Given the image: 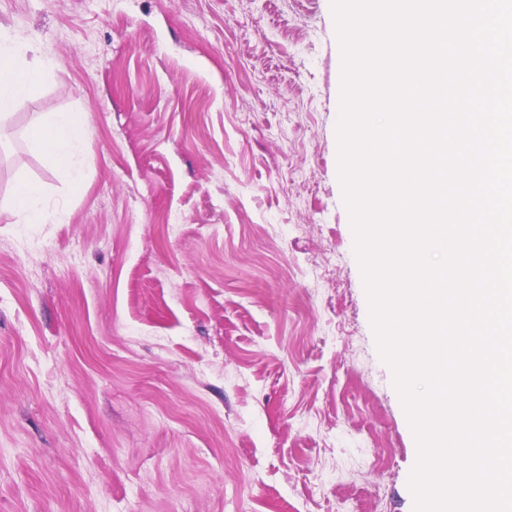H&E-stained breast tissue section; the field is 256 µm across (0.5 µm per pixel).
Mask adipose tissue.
I'll list each match as a JSON object with an SVG mask.
<instances>
[{
    "label": "adipose tissue",
    "mask_w": 512,
    "mask_h": 512,
    "mask_svg": "<svg viewBox=\"0 0 512 512\" xmlns=\"http://www.w3.org/2000/svg\"><path fill=\"white\" fill-rule=\"evenodd\" d=\"M46 65L22 66L14 51L0 47V115L22 109L43 84ZM88 119L83 112H60L33 131L35 144L50 157L59 173L72 185L82 182L76 161L84 139ZM44 189L35 182L16 186L7 207L19 224L59 222L63 214L47 209L43 203Z\"/></svg>",
    "instance_id": "ef3b65f1"
}]
</instances>
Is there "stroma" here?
Listing matches in <instances>:
<instances>
[{
  "mask_svg": "<svg viewBox=\"0 0 512 512\" xmlns=\"http://www.w3.org/2000/svg\"><path fill=\"white\" fill-rule=\"evenodd\" d=\"M0 512H415L339 174L332 0H0ZM89 115L72 188L31 134ZM18 54L0 47V115L22 109L47 75V65L20 66ZM44 189L35 182H23L16 186L7 202V207L18 224H45L60 222L63 213L49 210L43 204Z\"/></svg>",
  "mask_w": 512,
  "mask_h": 512,
  "instance_id": "obj_1",
  "label": "stroma"
}]
</instances>
